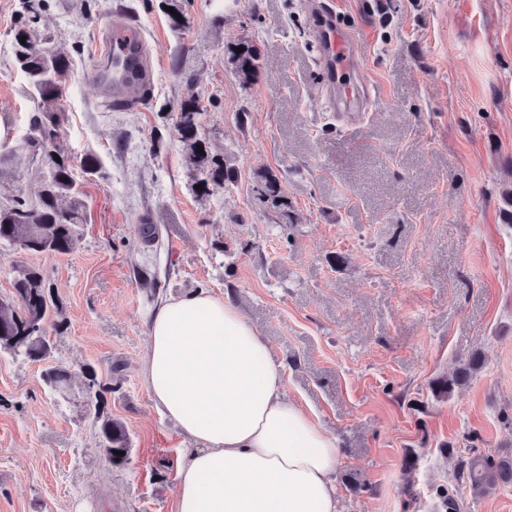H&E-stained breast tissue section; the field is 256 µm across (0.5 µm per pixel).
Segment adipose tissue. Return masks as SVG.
Segmentation results:
<instances>
[{
	"mask_svg": "<svg viewBox=\"0 0 512 512\" xmlns=\"http://www.w3.org/2000/svg\"><path fill=\"white\" fill-rule=\"evenodd\" d=\"M140 373L193 442L177 512H340L337 442L285 399V376L243 310L208 292L157 308Z\"/></svg>",
	"mask_w": 512,
	"mask_h": 512,
	"instance_id": "ef3b65f1",
	"label": "adipose tissue"
}]
</instances>
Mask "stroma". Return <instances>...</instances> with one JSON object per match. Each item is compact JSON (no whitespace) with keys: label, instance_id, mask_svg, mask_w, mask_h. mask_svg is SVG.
<instances>
[{"label":"stroma","instance_id":"35a3bbf8","mask_svg":"<svg viewBox=\"0 0 512 512\" xmlns=\"http://www.w3.org/2000/svg\"><path fill=\"white\" fill-rule=\"evenodd\" d=\"M307 2L177 0L180 27L168 0H43L40 29L72 63L61 144L87 222L65 255L0 246V298L37 268L64 323L46 362L0 352V512H176L188 444L140 364L159 302L201 289L241 307L288 400L336 435L339 478L362 483L341 486L343 512H435L440 488L462 512H512V484L476 496L456 478L469 456L512 450V0H335L329 23L359 31L363 114L324 110ZM21 11L0 0V143L13 151L0 202L36 197L47 174L25 147L38 104L11 60ZM120 13L157 66L146 103L125 109L91 83ZM240 43L259 50L247 83L229 63ZM178 67L197 80L209 152L236 171L230 193L191 189L173 136ZM271 174L289 221L259 199ZM475 351L483 369L437 395ZM49 365L71 371L65 390L44 382ZM96 395L129 433L122 467L100 451Z\"/></svg>","mask_w":512,"mask_h":512}]
</instances>
